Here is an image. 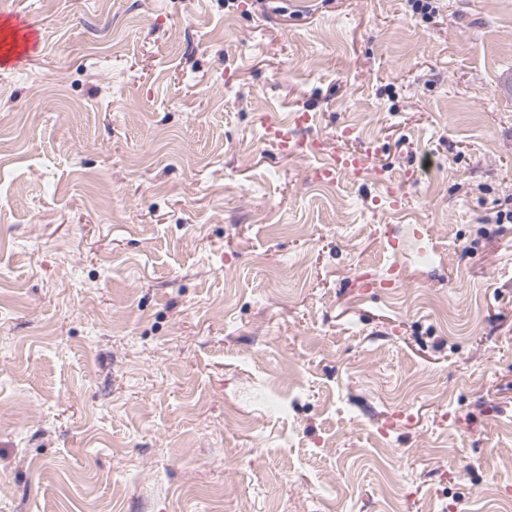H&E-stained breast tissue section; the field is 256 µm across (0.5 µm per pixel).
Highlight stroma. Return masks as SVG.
<instances>
[{"label": "stroma", "instance_id": "1", "mask_svg": "<svg viewBox=\"0 0 512 512\" xmlns=\"http://www.w3.org/2000/svg\"><path fill=\"white\" fill-rule=\"evenodd\" d=\"M11 3L0 512H512V0ZM312 122L313 116L305 111L292 113L290 121L266 116L263 122L265 139L281 156L300 154L320 158L318 175L331 179L361 174L369 159L378 154L379 147L374 140L365 142L358 151L336 150L322 137L307 136L305 130Z\"/></svg>", "mask_w": 512, "mask_h": 512}]
</instances>
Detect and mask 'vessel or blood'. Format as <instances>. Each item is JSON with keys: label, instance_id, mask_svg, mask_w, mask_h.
Returning a JSON list of instances; mask_svg holds the SVG:
<instances>
[{"label": "vessel or blood", "instance_id": "vessel-or-blood-1", "mask_svg": "<svg viewBox=\"0 0 512 512\" xmlns=\"http://www.w3.org/2000/svg\"><path fill=\"white\" fill-rule=\"evenodd\" d=\"M312 122V115L305 111L293 113L287 121L268 116L263 122L264 135L282 156L300 154L320 158L318 175L331 179L361 174L369 159L379 151L377 142L373 140L365 142L357 151L334 149L324 138L308 135Z\"/></svg>", "mask_w": 512, "mask_h": 512}]
</instances>
